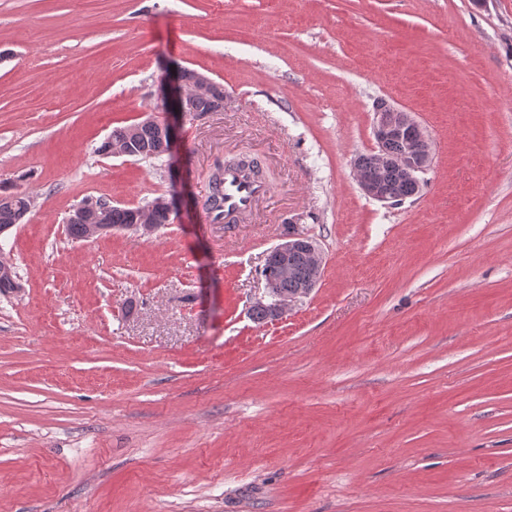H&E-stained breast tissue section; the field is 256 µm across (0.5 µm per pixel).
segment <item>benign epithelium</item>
Segmentation results:
<instances>
[{
  "mask_svg": "<svg viewBox=\"0 0 512 512\" xmlns=\"http://www.w3.org/2000/svg\"><path fill=\"white\" fill-rule=\"evenodd\" d=\"M214 81L201 73H195L191 83L178 86L171 95L169 113L181 116L203 117L205 113L197 109L196 101L210 94ZM145 125L156 128L159 136L173 144L176 134L174 122L167 116L160 118L154 114L142 120ZM402 133L405 135V148L398 154L392 153L387 141L391 135ZM373 136L376 141L374 151L375 159L381 169L395 170L404 178L420 184L418 174L423 173L430 166L433 155L432 145L415 115L403 108L384 104L375 109L373 122ZM353 176L360 190L367 197L381 203L391 204L393 200L385 195L376 181L366 179L358 165H353ZM107 207H75L67 219L69 224L86 225L85 240L95 239L114 230L106 217ZM155 211H164L173 214V203L164 197L156 198L144 208L133 212V223L127 225V230L138 232L143 236L153 235L160 225L153 223L152 214ZM283 242L272 249V252L282 257L280 262V277L287 279L293 275V267L288 263V254L302 250L308 259L310 273L300 287L292 295H281L278 289V280L265 279V296L274 300L272 319L282 318L300 298L312 293L321 280L324 263L321 252L316 244L303 233L296 230L295 225H285L282 234Z\"/></svg>",
  "mask_w": 512,
  "mask_h": 512,
  "instance_id": "7a95c632",
  "label": "benign epithelium"
}]
</instances>
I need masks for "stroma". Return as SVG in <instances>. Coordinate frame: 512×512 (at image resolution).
<instances>
[{
	"label": "stroma",
	"mask_w": 512,
	"mask_h": 512,
	"mask_svg": "<svg viewBox=\"0 0 512 512\" xmlns=\"http://www.w3.org/2000/svg\"><path fill=\"white\" fill-rule=\"evenodd\" d=\"M0 512H512V0H0ZM224 87L171 155H102L175 69ZM433 143L366 197L377 101ZM246 157L269 193L206 205ZM174 200L87 242L82 201ZM323 276L255 322L284 225ZM24 198L18 194L0 196V226L20 224L25 217Z\"/></svg>",
	"instance_id": "35a3bbf8"
}]
</instances>
